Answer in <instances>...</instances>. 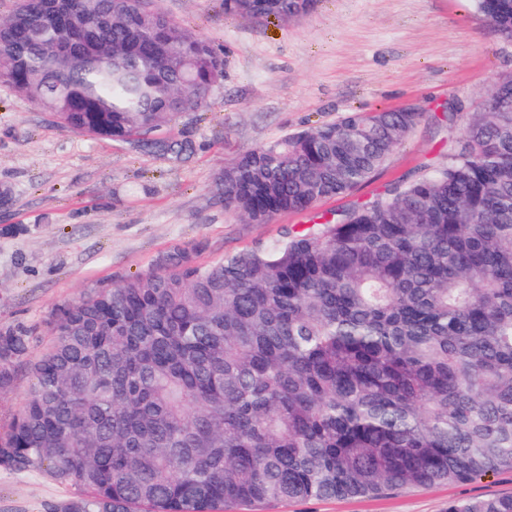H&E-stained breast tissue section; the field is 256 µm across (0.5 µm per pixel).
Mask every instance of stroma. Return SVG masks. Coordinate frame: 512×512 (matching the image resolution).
I'll return each instance as SVG.
<instances>
[{
	"label": "stroma",
	"instance_id": "obj_1",
	"mask_svg": "<svg viewBox=\"0 0 512 512\" xmlns=\"http://www.w3.org/2000/svg\"><path fill=\"white\" fill-rule=\"evenodd\" d=\"M224 59L212 106L179 119L194 142L176 161L62 128L0 82V330L31 336L27 360L0 388V432L20 411L28 366L52 342L48 322L89 289L159 266L202 243V264L267 246L312 213L336 214L448 160L449 113L479 111L512 72V42L474 0H316L305 15H230L224 0H154ZM413 108L422 120L369 182L313 211L254 224L225 209L215 181L226 161L353 111ZM41 473L0 468V512H50L76 496ZM512 495V473L466 484L396 489L379 497L273 501L226 512H445L449 501Z\"/></svg>",
	"mask_w": 512,
	"mask_h": 512
}]
</instances>
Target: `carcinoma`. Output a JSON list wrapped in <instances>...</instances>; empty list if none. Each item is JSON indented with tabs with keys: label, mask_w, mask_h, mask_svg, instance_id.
Masks as SVG:
<instances>
[{
	"label": "carcinoma",
	"mask_w": 512,
	"mask_h": 512,
	"mask_svg": "<svg viewBox=\"0 0 512 512\" xmlns=\"http://www.w3.org/2000/svg\"><path fill=\"white\" fill-rule=\"evenodd\" d=\"M140 0H17L3 77L58 123L181 158L211 105L213 47ZM315 0H224L291 19ZM512 41V0H475ZM90 42L94 56L57 46ZM458 121L448 163L276 243L156 270L60 306L0 467L71 484L53 512H220L227 503L374 497L512 472V75ZM421 112H350L224 166L251 223L346 195ZM29 350L0 332V387ZM447 512H512V495Z\"/></svg>",
	"instance_id": "cac0c4a2"
}]
</instances>
